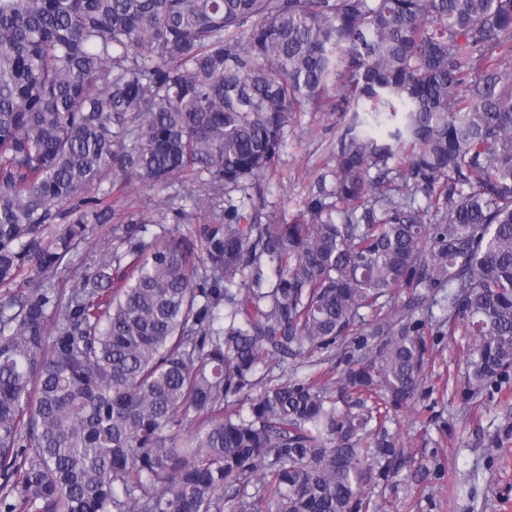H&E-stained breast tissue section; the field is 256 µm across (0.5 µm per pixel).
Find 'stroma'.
<instances>
[{
  "instance_id": "obj_1",
  "label": "stroma",
  "mask_w": 512,
  "mask_h": 512,
  "mask_svg": "<svg viewBox=\"0 0 512 512\" xmlns=\"http://www.w3.org/2000/svg\"><path fill=\"white\" fill-rule=\"evenodd\" d=\"M342 123L338 113L300 112L286 132L285 146L272 175L261 179L263 215L280 220L306 210L319 195L322 179L334 169L332 156ZM112 220L88 225L86 239L72 265L54 272V280L72 283L104 245L120 246L117 228L131 212L152 218L144 235L154 240L162 229L184 234L224 221V209L236 205L251 215L252 202L238 189H213L202 181L175 180L158 189L140 182L113 190L106 199ZM464 336H444L425 371L426 383L398 413V429L416 459L438 457L443 480L392 485L369 483L365 494L380 512H512V435L502 426L512 418V387L474 400H463L466 349Z\"/></svg>"
}]
</instances>
